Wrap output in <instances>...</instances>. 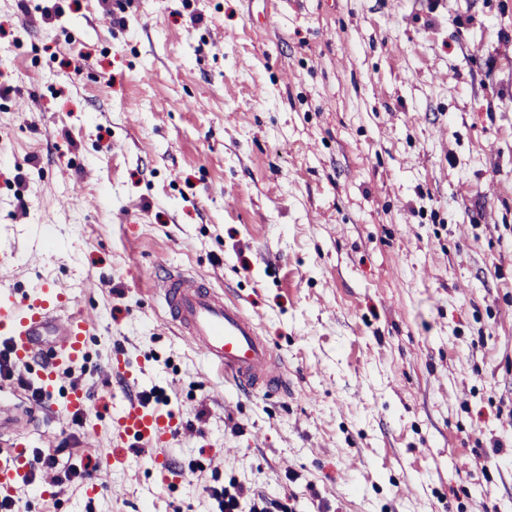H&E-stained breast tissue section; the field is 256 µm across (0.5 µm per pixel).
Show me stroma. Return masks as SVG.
<instances>
[{"instance_id":"1","label":"stroma","mask_w":512,"mask_h":512,"mask_svg":"<svg viewBox=\"0 0 512 512\" xmlns=\"http://www.w3.org/2000/svg\"><path fill=\"white\" fill-rule=\"evenodd\" d=\"M0 87V289L97 314L41 404L0 380V458L98 465L19 512H512V0H0ZM165 267L261 317L286 395L201 359ZM151 388L166 482L112 447ZM230 487L221 489L210 487L209 496L217 502L220 512H241L244 505L249 506V512H286L287 505L280 499L270 498L264 493L252 492L248 501L242 485L232 482Z\"/></svg>"}]
</instances>
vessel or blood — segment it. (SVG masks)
Wrapping results in <instances>:
<instances>
[{"mask_svg": "<svg viewBox=\"0 0 512 512\" xmlns=\"http://www.w3.org/2000/svg\"><path fill=\"white\" fill-rule=\"evenodd\" d=\"M169 321L208 363L218 366L240 391L281 395L288 391L283 359L261 335L259 322L239 305L225 301L204 279L180 271H168L158 284ZM59 299L52 285L28 307H20L11 290H0V336L4 337L16 365L24 367L44 347L52 352L42 375L55 381V369L83 355L85 338L96 317L80 310L68 317L55 313ZM112 439L162 446L175 433L168 414L138 401H128L113 417ZM29 468L24 452L0 462V487L7 489L22 479Z\"/></svg>", "mask_w": 512, "mask_h": 512, "instance_id": "b4317fda", "label": "vessel or blood"}]
</instances>
